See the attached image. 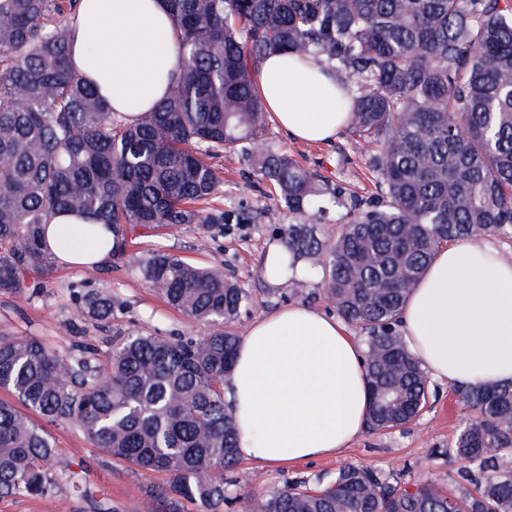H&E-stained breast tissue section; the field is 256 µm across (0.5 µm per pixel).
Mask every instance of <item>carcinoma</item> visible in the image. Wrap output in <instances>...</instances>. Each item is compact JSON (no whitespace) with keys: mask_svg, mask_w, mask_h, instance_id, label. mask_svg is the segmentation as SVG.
Wrapping results in <instances>:
<instances>
[{"mask_svg":"<svg viewBox=\"0 0 512 512\" xmlns=\"http://www.w3.org/2000/svg\"><path fill=\"white\" fill-rule=\"evenodd\" d=\"M180 31L167 96L132 123L69 64L79 0H0V294L25 291L57 256L53 217L89 221L79 233L111 257L138 229L228 224L210 205L212 160L240 155L295 221L280 228L284 270L312 261L325 298L362 335L371 394L367 427L405 428L430 384L400 331V313L444 245L512 234V4L507 0H164ZM294 53L354 82L353 148L374 199L353 205L332 243L306 220L338 204L336 185L274 146L256 92L261 61ZM112 234L107 239L106 234ZM141 277L204 336L147 332L112 340L106 363L0 334V498L44 496L69 482L93 512L98 490L61 457L36 414L74 423L93 447L166 482L143 512H512V383L460 386L474 418L446 454L451 489L410 491L371 468L341 467L328 483L270 485L232 495L237 425L224 381L252 293L216 267L162 249L139 256ZM80 312L112 314L89 287Z\"/></svg>","mask_w":512,"mask_h":512,"instance_id":"obj_1","label":"carcinoma"}]
</instances>
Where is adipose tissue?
Here are the masks:
<instances>
[{"label": "adipose tissue", "instance_id": "adipose-tissue-1", "mask_svg": "<svg viewBox=\"0 0 512 512\" xmlns=\"http://www.w3.org/2000/svg\"><path fill=\"white\" fill-rule=\"evenodd\" d=\"M177 50L178 31L162 0H80L72 66L127 119L165 96ZM257 91L265 110L299 140L325 143L347 126L339 110L344 84L313 60L265 58ZM400 320L433 379L512 382V259L493 241L442 248ZM225 394L239 426L238 457L282 467L339 455L368 417L364 347L336 317L297 304L279 308L240 338Z\"/></svg>", "mask_w": 512, "mask_h": 512}]
</instances>
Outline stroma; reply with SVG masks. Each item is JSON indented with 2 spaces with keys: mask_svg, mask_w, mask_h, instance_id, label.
<instances>
[{
  "mask_svg": "<svg viewBox=\"0 0 512 512\" xmlns=\"http://www.w3.org/2000/svg\"><path fill=\"white\" fill-rule=\"evenodd\" d=\"M274 144L305 167L317 170L340 185L345 198H366L374 187L364 158L352 146L350 131H342L329 143H308L292 138L275 122H268ZM221 183L214 200L216 207L244 212L245 224H219L203 230L182 224L161 236L136 230L123 260L105 259L99 265L95 288L110 295L115 307L110 319L96 320L79 314L76 292L82 289L84 269L78 265H55L45 276L30 278L23 294L0 295V334L35 337L47 346L70 350L79 344L104 359L113 337L135 331L159 336H200L204 326L190 322L170 307L161 295L145 283L134 259L149 249L164 248L187 261L223 269L252 292L254 302L243 311L238 332H246L258 317L288 303L307 305L324 313L333 308L324 297L321 279L270 285L262 276V259L269 244L279 238L281 225L288 223V211L268 183L259 181L239 155L219 159ZM422 416L406 429L364 431L343 453L273 468L239 460L234 476L238 492H258L272 484L298 478L328 482L344 465L367 466L384 472L399 484L409 486L429 478L445 477L448 465L443 456L459 427L471 413L459 402L453 386L438 380ZM58 453L71 461L77 471L100 491V497L114 512H128L141 503L145 490L165 482L164 474L145 472L113 461L93 448L78 427L51 424L47 427ZM0 512H89L87 504L68 486L41 497L0 498Z\"/></svg>",
  "mask_w": 512,
  "mask_h": 512,
  "instance_id": "1",
  "label": "stroma"
}]
</instances>
